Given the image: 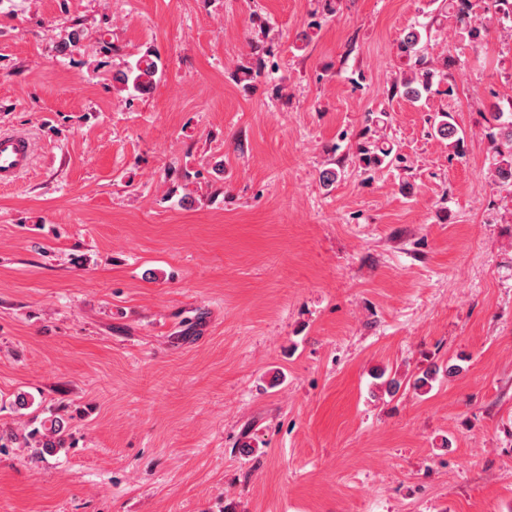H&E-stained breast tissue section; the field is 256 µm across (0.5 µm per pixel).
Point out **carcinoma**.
<instances>
[{"instance_id": "obj_1", "label": "carcinoma", "mask_w": 512, "mask_h": 512, "mask_svg": "<svg viewBox=\"0 0 512 512\" xmlns=\"http://www.w3.org/2000/svg\"><path fill=\"white\" fill-rule=\"evenodd\" d=\"M456 2V28L462 38L477 45L485 39L488 26L498 20L512 22V0H454ZM259 35L250 42V51L244 61L237 67L239 79L253 81L266 76V68L275 67L271 57L273 43L268 39L265 22L257 23ZM424 27L410 28L397 41L398 54L406 59L409 75L401 84L393 88L412 102H418L432 93L448 95L452 88L443 91L437 86L447 77V70L454 60L443 58L437 62L427 59L424 55ZM159 74L158 57L152 51L142 53L134 63L119 70L114 80L122 91L144 93L155 84ZM432 130L435 136L448 141V148L457 156L462 154L464 144L463 131L457 126L453 116L448 112H437L431 117ZM486 137L491 144L488 173L491 181L500 187L512 188V112H504L499 105L490 106L487 119ZM357 159L366 171L395 166L408 168V159L399 153L395 144L386 139L367 140L358 144ZM443 372L452 377L458 372V366L450 364L442 369H429L415 376L409 386L415 391L425 393L432 388L435 376ZM69 440L68 427L59 415L50 416L39 429L29 433L26 446L34 448V454L55 453L67 447Z\"/></svg>"}]
</instances>
